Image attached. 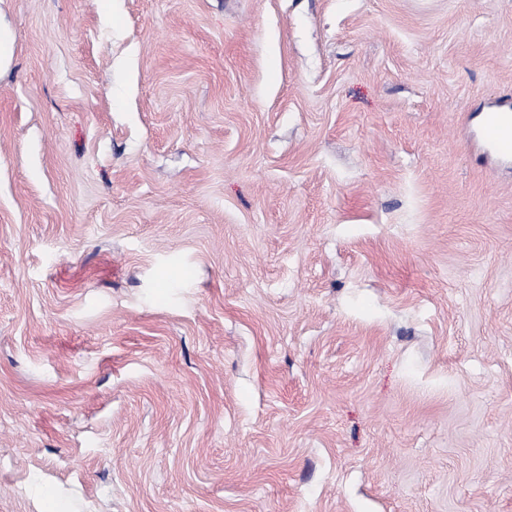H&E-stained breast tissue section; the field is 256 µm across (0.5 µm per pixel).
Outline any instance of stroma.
I'll return each instance as SVG.
<instances>
[{"instance_id": "stroma-1", "label": "stroma", "mask_w": 512, "mask_h": 512, "mask_svg": "<svg viewBox=\"0 0 512 512\" xmlns=\"http://www.w3.org/2000/svg\"><path fill=\"white\" fill-rule=\"evenodd\" d=\"M0 23V512H512V0ZM510 110L489 112L483 127L485 142L503 159H512V105Z\"/></svg>"}]
</instances>
